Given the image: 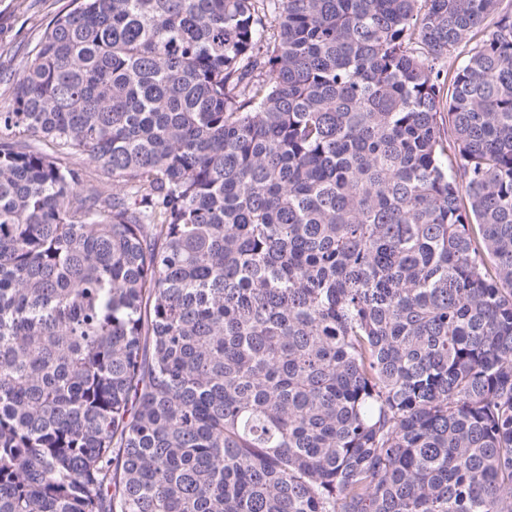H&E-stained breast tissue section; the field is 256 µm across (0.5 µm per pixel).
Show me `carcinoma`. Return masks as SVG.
<instances>
[{
	"instance_id": "obj_1",
	"label": "carcinoma",
	"mask_w": 512,
	"mask_h": 512,
	"mask_svg": "<svg viewBox=\"0 0 512 512\" xmlns=\"http://www.w3.org/2000/svg\"><path fill=\"white\" fill-rule=\"evenodd\" d=\"M502 2L54 18L0 112V512H512Z\"/></svg>"
}]
</instances>
